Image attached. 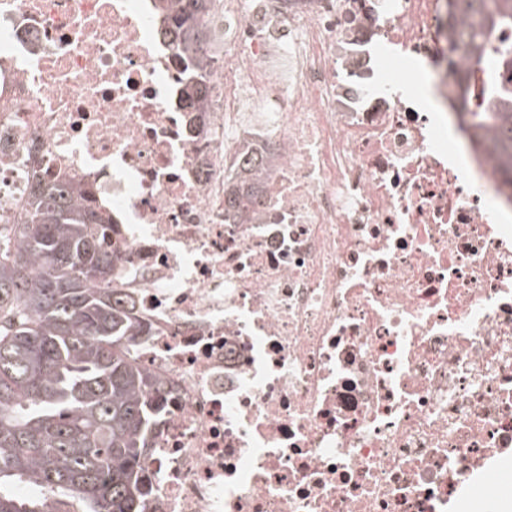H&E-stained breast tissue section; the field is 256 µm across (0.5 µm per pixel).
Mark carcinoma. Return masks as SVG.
Returning a JSON list of instances; mask_svg holds the SVG:
<instances>
[{"label":"carcinoma","mask_w":512,"mask_h":512,"mask_svg":"<svg viewBox=\"0 0 512 512\" xmlns=\"http://www.w3.org/2000/svg\"><path fill=\"white\" fill-rule=\"evenodd\" d=\"M176 45L203 76L190 87L205 111L213 0H158ZM448 68L457 56L491 67L459 79L461 116L496 131L501 189L512 192V0H446ZM499 30L508 38L488 41ZM266 157L233 164L224 212L245 216L264 189ZM109 220L70 182L36 180L30 204L0 230V512H49L58 495L81 512H146L145 457L166 410L161 378L134 361L143 327L114 284L122 264L90 225ZM16 482L43 495L20 499Z\"/></svg>","instance_id":"cac0c4a2"}]
</instances>
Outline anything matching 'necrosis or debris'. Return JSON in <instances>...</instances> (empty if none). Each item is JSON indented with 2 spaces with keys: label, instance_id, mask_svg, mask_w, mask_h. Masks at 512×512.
Returning a JSON list of instances; mask_svg holds the SVG:
<instances>
[{
  "label": "necrosis or debris",
  "instance_id": "1",
  "mask_svg": "<svg viewBox=\"0 0 512 512\" xmlns=\"http://www.w3.org/2000/svg\"><path fill=\"white\" fill-rule=\"evenodd\" d=\"M154 2L0 0V225L36 173L112 212L167 398L147 512H512V197L448 112L445 0H218L198 128ZM266 164L264 155H253L240 159L233 164L236 170L231 176V183L224 192V213L239 218L245 216V205L255 200L264 189L263 182L259 177Z\"/></svg>",
  "mask_w": 512,
  "mask_h": 512
}]
</instances>
